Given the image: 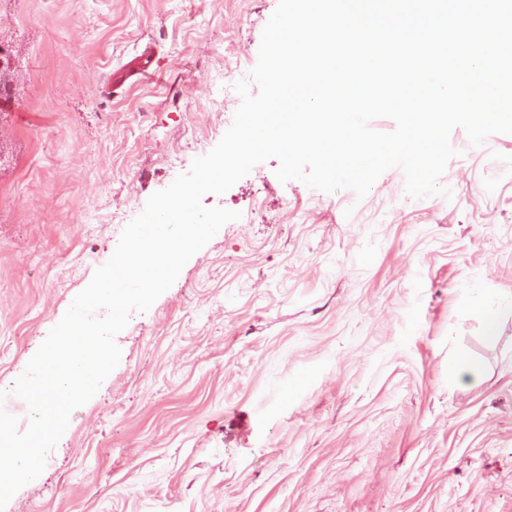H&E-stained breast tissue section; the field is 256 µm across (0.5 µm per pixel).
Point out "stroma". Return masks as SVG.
Listing matches in <instances>:
<instances>
[{"label": "stroma", "instance_id": "35a3bbf8", "mask_svg": "<svg viewBox=\"0 0 512 512\" xmlns=\"http://www.w3.org/2000/svg\"><path fill=\"white\" fill-rule=\"evenodd\" d=\"M278 0H0L1 407L148 198L227 130ZM149 54L155 80L110 77ZM413 199L257 164L5 512H512V134ZM499 335L485 340L488 303ZM483 364L474 385L449 361Z\"/></svg>", "mask_w": 512, "mask_h": 512}]
</instances>
